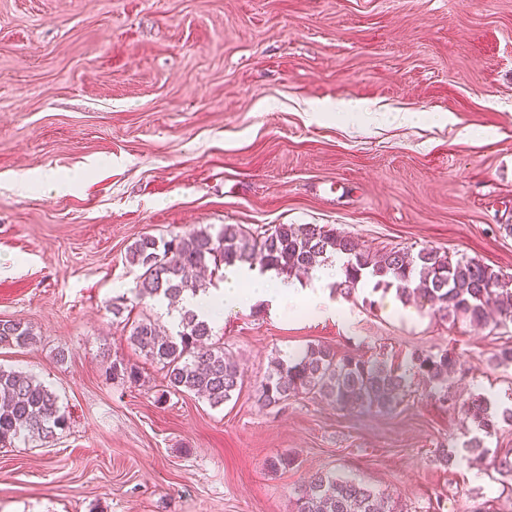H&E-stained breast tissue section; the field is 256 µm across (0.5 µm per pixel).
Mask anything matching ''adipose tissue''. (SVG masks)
Masks as SVG:
<instances>
[{"mask_svg":"<svg viewBox=\"0 0 512 512\" xmlns=\"http://www.w3.org/2000/svg\"><path fill=\"white\" fill-rule=\"evenodd\" d=\"M341 275L339 263L321 267L310 283L278 276L272 271H260L245 265L228 266L224 269V282L220 294L186 296L183 305L211 322H218L226 311H237L249 306L278 314L286 306L306 309L319 317H333L345 306L334 299L329 289Z\"/></svg>","mask_w":512,"mask_h":512,"instance_id":"ef3b65f1","label":"adipose tissue"}]
</instances>
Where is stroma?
<instances>
[{"instance_id":"obj_1","label":"stroma","mask_w":512,"mask_h":512,"mask_svg":"<svg viewBox=\"0 0 512 512\" xmlns=\"http://www.w3.org/2000/svg\"><path fill=\"white\" fill-rule=\"evenodd\" d=\"M342 99L371 109H310ZM209 224H325L374 252L434 247L512 274V0H0V319L37 338L0 364L70 411L50 443L0 448V512H294L321 470L405 512H512L493 465L512 424L476 457L475 430L417 377L390 411L258 401L274 357L322 344L404 370L453 351L457 402L511 408L495 356L512 326L408 319L368 287L346 317L253 307L214 326L238 395H164L106 304L135 294L137 239ZM115 359L139 383L106 379Z\"/></svg>"}]
</instances>
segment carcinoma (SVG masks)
Instances as JSON below:
<instances>
[{"instance_id":"cac0c4a2","label":"carcinoma","mask_w":512,"mask_h":512,"mask_svg":"<svg viewBox=\"0 0 512 512\" xmlns=\"http://www.w3.org/2000/svg\"><path fill=\"white\" fill-rule=\"evenodd\" d=\"M340 258L342 275L335 283L344 297L370 285L373 291L395 290L404 304L416 297L442 320L465 318L496 327L512 324V276L473 258H450L448 253L422 248L415 253L391 248L380 256L357 248L352 240L320 224H278L246 229L224 224L190 230L166 241L145 236L127 252L141 269L136 298L173 304L189 293L208 290V283L189 276L193 269H219L240 263L273 269L286 278L308 273ZM127 341L146 359L160 365L174 394L193 393L213 408L224 406L241 390L242 374L224 344L213 340V327L183 310L172 332H161L149 316L131 322ZM36 336L19 320H0V346L27 347ZM415 371L432 384V395L443 405L452 400L448 377L459 359L452 351L415 352ZM105 373L129 383L139 381L133 366L112 362ZM408 388L406 374L385 360L337 355L324 345H309L280 361L260 385L266 406L282 404L300 393L317 394L342 407L390 410ZM467 422L486 434L499 420L512 421V408L497 413L490 400L476 395L463 405ZM69 425V413L59 396L35 375L0 366V447L38 439L54 440ZM295 512H402L395 501L354 479L320 472L298 488Z\"/></svg>"}]
</instances>
